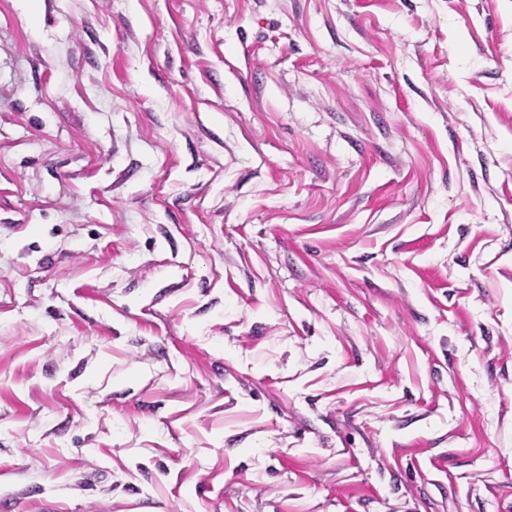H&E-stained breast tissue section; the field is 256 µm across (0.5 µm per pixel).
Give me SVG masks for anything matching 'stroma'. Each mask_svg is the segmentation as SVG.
<instances>
[{
    "label": "stroma",
    "mask_w": 512,
    "mask_h": 512,
    "mask_svg": "<svg viewBox=\"0 0 512 512\" xmlns=\"http://www.w3.org/2000/svg\"><path fill=\"white\" fill-rule=\"evenodd\" d=\"M15 512H512V0H0Z\"/></svg>",
    "instance_id": "stroma-1"
}]
</instances>
